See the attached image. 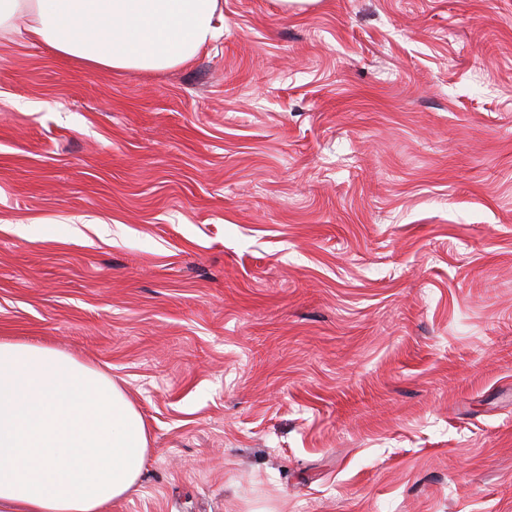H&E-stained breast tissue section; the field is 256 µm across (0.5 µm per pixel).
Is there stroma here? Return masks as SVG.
I'll list each match as a JSON object with an SVG mask.
<instances>
[{"label": "stroma", "mask_w": 512, "mask_h": 512, "mask_svg": "<svg viewBox=\"0 0 512 512\" xmlns=\"http://www.w3.org/2000/svg\"><path fill=\"white\" fill-rule=\"evenodd\" d=\"M190 63L0 36V340L142 415L106 512H512V0H222Z\"/></svg>", "instance_id": "35a3bbf8"}]
</instances>
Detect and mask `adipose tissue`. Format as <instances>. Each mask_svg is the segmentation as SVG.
<instances>
[{
	"mask_svg": "<svg viewBox=\"0 0 512 512\" xmlns=\"http://www.w3.org/2000/svg\"><path fill=\"white\" fill-rule=\"evenodd\" d=\"M220 0H0V33L91 70L162 71L218 33ZM144 421L110 378L48 346L0 341V512H103L137 482Z\"/></svg>",
	"mask_w": 512,
	"mask_h": 512,
	"instance_id": "ef3b65f1",
	"label": "adipose tissue"
}]
</instances>
